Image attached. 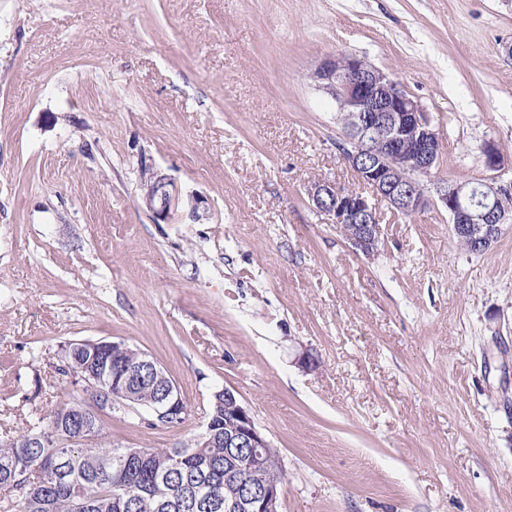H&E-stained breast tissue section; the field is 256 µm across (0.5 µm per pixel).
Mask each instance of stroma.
Returning <instances> with one entry per match:
<instances>
[{"instance_id": "stroma-1", "label": "stroma", "mask_w": 512, "mask_h": 512, "mask_svg": "<svg viewBox=\"0 0 512 512\" xmlns=\"http://www.w3.org/2000/svg\"><path fill=\"white\" fill-rule=\"evenodd\" d=\"M338 53L421 102L436 182L488 142L512 179V0H0V435L82 398L64 346L121 340L188 415L115 445H191L227 387L280 512H512V233L468 253L433 193L367 256L309 203L360 185L310 78ZM145 162L206 215L153 223Z\"/></svg>"}]
</instances>
